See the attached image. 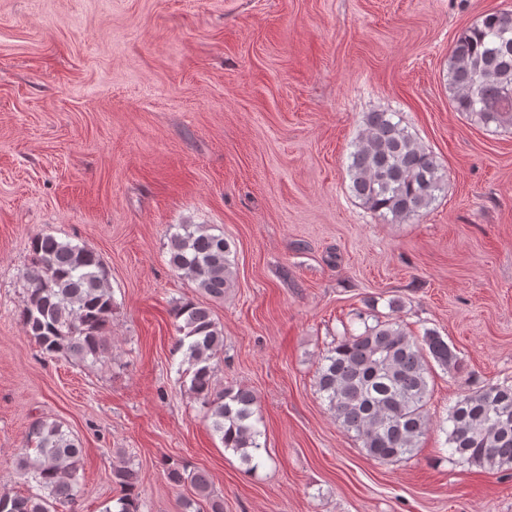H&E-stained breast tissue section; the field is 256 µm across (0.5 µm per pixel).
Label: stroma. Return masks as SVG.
Wrapping results in <instances>:
<instances>
[{
  "instance_id": "stroma-1",
  "label": "stroma",
  "mask_w": 512,
  "mask_h": 512,
  "mask_svg": "<svg viewBox=\"0 0 512 512\" xmlns=\"http://www.w3.org/2000/svg\"><path fill=\"white\" fill-rule=\"evenodd\" d=\"M512 0H0V484L31 422L83 448L78 512L139 472L142 512H183L173 459L205 470L224 512H512V471L449 458L438 423L465 391L512 383V126L455 111L448 52ZM369 112L398 113L445 189L390 224L349 189ZM174 224L231 243L215 298L168 265ZM39 233L95 251L112 289L102 362L42 354L18 311ZM402 303L460 371L432 366V425L398 461L366 455L321 399L337 340ZM208 307L219 387L258 400L256 470L224 449L178 372L170 311Z\"/></svg>"
}]
</instances>
